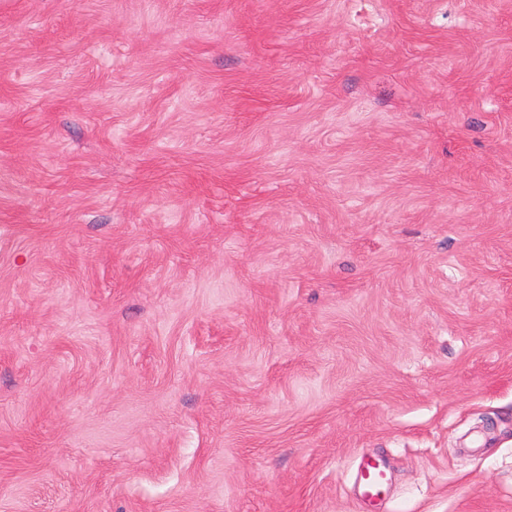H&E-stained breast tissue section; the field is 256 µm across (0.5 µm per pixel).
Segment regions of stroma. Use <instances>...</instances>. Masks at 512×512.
<instances>
[{"mask_svg": "<svg viewBox=\"0 0 512 512\" xmlns=\"http://www.w3.org/2000/svg\"><path fill=\"white\" fill-rule=\"evenodd\" d=\"M0 512H512V0H0ZM387 480L385 466L380 462H367L360 474L363 496L374 498L379 495Z\"/></svg>", "mask_w": 512, "mask_h": 512, "instance_id": "35a3bbf8", "label": "stroma"}]
</instances>
